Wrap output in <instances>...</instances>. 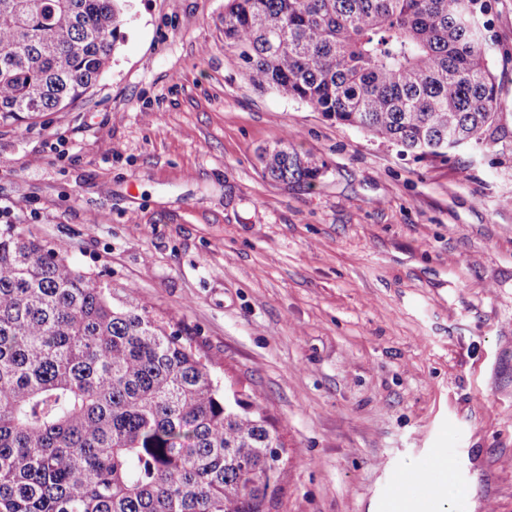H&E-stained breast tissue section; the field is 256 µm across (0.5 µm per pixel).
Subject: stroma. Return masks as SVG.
Masks as SVG:
<instances>
[{
	"label": "stroma",
	"instance_id": "35a3bbf8",
	"mask_svg": "<svg viewBox=\"0 0 512 512\" xmlns=\"http://www.w3.org/2000/svg\"><path fill=\"white\" fill-rule=\"evenodd\" d=\"M481 2L506 136L445 162L255 88L228 0H125L83 100L0 127V225L134 289L265 406L273 512H382L440 448L461 493L421 512H512V0ZM284 140L312 188L264 176Z\"/></svg>",
	"mask_w": 512,
	"mask_h": 512
}]
</instances>
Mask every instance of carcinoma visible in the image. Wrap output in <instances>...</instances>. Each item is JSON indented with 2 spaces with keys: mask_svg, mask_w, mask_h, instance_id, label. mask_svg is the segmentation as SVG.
<instances>
[{
  "mask_svg": "<svg viewBox=\"0 0 512 512\" xmlns=\"http://www.w3.org/2000/svg\"><path fill=\"white\" fill-rule=\"evenodd\" d=\"M121 0H0V126L77 104L122 38ZM479 0H229L224 44L260 89L420 159L498 140ZM264 174L311 187L288 143ZM264 408L175 330L0 227V512H271Z\"/></svg>",
  "mask_w": 512,
  "mask_h": 512,
  "instance_id": "cac0c4a2",
  "label": "carcinoma"
}]
</instances>
